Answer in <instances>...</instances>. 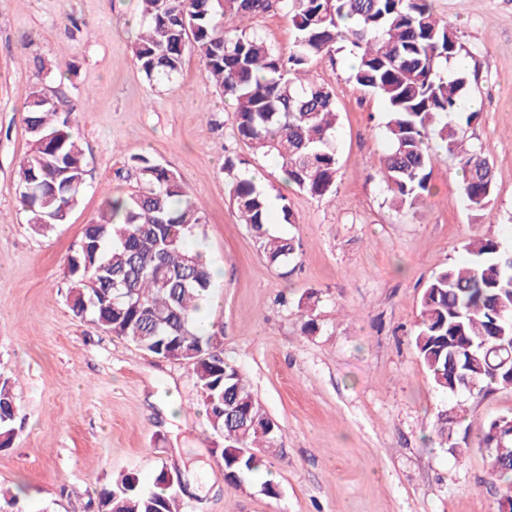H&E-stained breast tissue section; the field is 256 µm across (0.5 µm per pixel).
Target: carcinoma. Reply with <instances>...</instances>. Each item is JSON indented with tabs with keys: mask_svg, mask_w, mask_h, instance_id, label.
Instances as JSON below:
<instances>
[{
	"mask_svg": "<svg viewBox=\"0 0 512 512\" xmlns=\"http://www.w3.org/2000/svg\"><path fill=\"white\" fill-rule=\"evenodd\" d=\"M143 32L132 47L139 72L170 83L185 56L195 54L216 91L234 105L236 135L247 147L274 156L287 183L314 197L336 192L338 112L333 90L309 79L314 59L352 56L349 80L386 103L390 142L380 172L392 207L413 209L430 193L435 135L458 160L460 190L470 209L492 201V165L469 142L458 121L476 73L464 67L444 76L450 61L469 55L456 31L433 14L429 0H142ZM281 10L294 31L288 57L248 23ZM235 18L239 24L226 25ZM77 105L54 92L29 93L24 123L32 148L16 173V190L31 229L46 235L65 222L85 182L86 162L73 132ZM137 188L106 201L68 262L69 308L78 318L158 358L188 365L209 424L224 439L218 460L224 477L246 483L269 472L280 428L266 413L239 368L224 361L218 331L196 325L212 291V272L187 241L204 224L189 190L171 169L135 158ZM230 200L268 261L286 266L293 239L270 232V217L291 224L288 196L270 195L224 161ZM470 260L436 271L420 301L412 342L442 393L486 394L506 382L494 371L492 347L512 341V254L492 238L467 244ZM17 406L0 383V447L14 436ZM512 416L487 421L479 445L512 444ZM435 432L448 450L462 452L448 411ZM187 483L161 467L145 486L135 473L88 497L86 512H184Z\"/></svg>",
	"mask_w": 512,
	"mask_h": 512,
	"instance_id": "cac0c4a2",
	"label": "carcinoma"
}]
</instances>
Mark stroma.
<instances>
[{"mask_svg": "<svg viewBox=\"0 0 512 512\" xmlns=\"http://www.w3.org/2000/svg\"><path fill=\"white\" fill-rule=\"evenodd\" d=\"M479 73L463 111L494 172V198L471 210L458 164L437 151L431 193L409 210L386 201L385 103L350 79L349 58L309 65L339 112L336 193L289 186L272 158L236 136L232 106L186 56L173 83H149L130 45L140 0H0V382L19 414L0 448V487L20 512H83L85 495L124 472L152 479L189 469L187 512H497L506 486L491 473L479 427L512 415V387L485 395L438 391L409 330L440 268L468 261L466 243L492 236L512 251V0H433ZM62 86L80 110L75 131L85 187L65 223L32 232L15 191L31 148L22 106L29 92ZM174 170L207 222L191 239L211 266L217 306L204 317L226 361L247 378L281 429L270 459L279 485L228 482L191 369L145 353L71 312L67 264L108 198L135 189L133 157ZM287 194L295 221L272 232L295 239V270L281 275L229 201L225 157ZM317 292L319 301L307 306ZM318 324L307 334V318ZM177 394L179 412L167 397ZM468 411L470 445L456 456L434 432L438 412Z\"/></svg>", "mask_w": 512, "mask_h": 512, "instance_id": "1", "label": "stroma"}]
</instances>
